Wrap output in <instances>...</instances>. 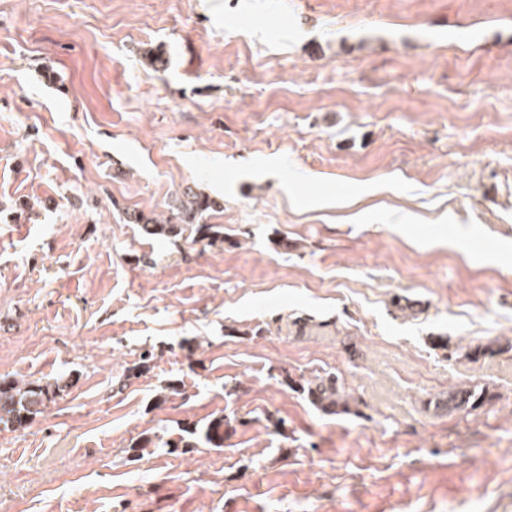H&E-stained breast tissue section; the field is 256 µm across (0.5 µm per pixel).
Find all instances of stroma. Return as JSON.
Wrapping results in <instances>:
<instances>
[{"label": "stroma", "mask_w": 512, "mask_h": 512, "mask_svg": "<svg viewBox=\"0 0 512 512\" xmlns=\"http://www.w3.org/2000/svg\"><path fill=\"white\" fill-rule=\"evenodd\" d=\"M60 376L5 512H512V0H0V377ZM216 203L203 193L195 192L188 188L182 193L180 198L175 200L172 210H176V218L180 219V215L185 221L194 223L203 218L204 214L209 210H213ZM288 387L306 394L312 405L326 415L359 416V402L347 393L343 383L336 375L315 376L298 379L288 377ZM497 397L498 395L488 385L471 384L449 387L448 391L431 398L428 404L441 414L464 412L470 415L490 404ZM224 426L229 427L230 421L225 420L224 417L212 419L207 425L198 433L197 427L184 428L183 432L188 433L190 436L200 434L201 439L215 448H220L224 445Z\"/></svg>", "instance_id": "35a3bbf8"}]
</instances>
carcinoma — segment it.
I'll use <instances>...</instances> for the list:
<instances>
[{
  "label": "carcinoma",
  "mask_w": 512,
  "mask_h": 512,
  "mask_svg": "<svg viewBox=\"0 0 512 512\" xmlns=\"http://www.w3.org/2000/svg\"><path fill=\"white\" fill-rule=\"evenodd\" d=\"M216 203L208 196L189 188L182 196L175 200L172 209L176 215L193 223L203 218L204 214L214 209ZM130 222L134 224L152 225L151 233L156 235L169 234L177 225L167 223L159 224L141 213L129 215ZM502 352L497 341L479 343L467 347L464 357L477 359L483 356H493ZM67 384L64 377L53 381H18L0 380V425L6 430H19L25 428L33 419L44 412L49 403L53 402ZM288 387L294 391L306 394L312 405L326 415H354L359 416V402L347 393L339 377L335 375L316 376L310 379L302 377L288 378ZM497 399V394L487 385L471 384L468 386H452L429 400V405L441 414L465 413L470 415ZM230 426V421L218 417L212 419L202 430L185 428L183 432L201 439L214 448L224 445V428ZM196 441L188 440L184 436L176 439L164 440L143 437L136 441L132 448H193Z\"/></svg>",
  "instance_id": "carcinoma-1"
}]
</instances>
